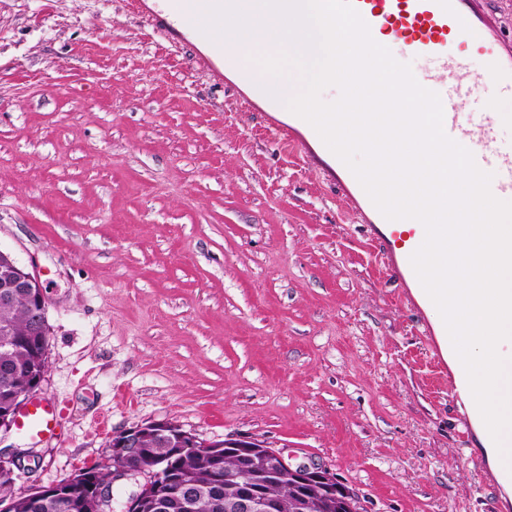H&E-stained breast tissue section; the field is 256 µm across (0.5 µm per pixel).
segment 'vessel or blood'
<instances>
[{
    "label": "vessel or blood",
    "instance_id": "b4317fda",
    "mask_svg": "<svg viewBox=\"0 0 512 512\" xmlns=\"http://www.w3.org/2000/svg\"><path fill=\"white\" fill-rule=\"evenodd\" d=\"M165 7L150 13L153 26L173 42L198 30L205 0H164ZM368 24L372 37L396 44L404 53L421 59L425 66L416 80L436 92L444 111L443 127L448 136L472 153L476 165L492 171L499 196L512 197V140L500 133L498 113L484 109L468 128H461L463 101L483 95L512 94V38L505 36L497 18L494 0H353ZM480 60L487 80L475 86L462 74L471 60ZM228 85L252 111L261 113L267 130L303 157H315L338 190L341 201L355 209L368 224L373 238L398 279L417 282L410 257L423 243L424 232H403L401 223L386 219L373 204L355 176L342 169L333 154L316 156L322 140L314 128L297 115L276 116L270 96L253 84L247 70L227 67ZM56 407L47 399L33 401L18 415L19 430L43 437L53 430Z\"/></svg>",
    "mask_w": 512,
    "mask_h": 512
}]
</instances>
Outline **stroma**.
<instances>
[{
	"label": "stroma",
	"mask_w": 512,
	"mask_h": 512,
	"mask_svg": "<svg viewBox=\"0 0 512 512\" xmlns=\"http://www.w3.org/2000/svg\"><path fill=\"white\" fill-rule=\"evenodd\" d=\"M200 48L135 0H0V249L48 298L56 406L0 440L40 458L19 491L169 420L326 464L366 512H512L431 313Z\"/></svg>",
	"instance_id": "1"
}]
</instances>
